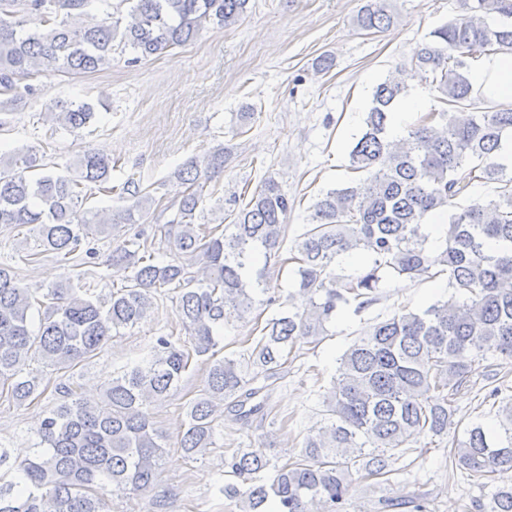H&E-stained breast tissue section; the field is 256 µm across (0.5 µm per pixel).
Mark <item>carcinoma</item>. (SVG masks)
<instances>
[{
    "mask_svg": "<svg viewBox=\"0 0 512 512\" xmlns=\"http://www.w3.org/2000/svg\"><path fill=\"white\" fill-rule=\"evenodd\" d=\"M93 0H0V90L5 93L52 73L81 74L112 65L113 47L137 64L194 40L210 25L230 27L249 0H124L125 19L91 14ZM463 14L430 33L413 68L432 74L439 101L460 111L426 112L407 136L388 140L391 107L403 98V77L378 83L364 128L350 151L357 183L319 195L311 223L294 245L300 304L266 321L247 352L217 357L220 332L230 318L251 312L271 260L286 239L292 203L279 181L263 178L224 230L203 222L200 182L224 169V147L195 157L173 172L185 190L160 235L138 233L112 249V265L131 270L128 285L102 299L92 272L65 277L44 292L23 285L0 265V395L15 403L42 394V371L72 369L98 354L112 332L139 324L156 293H176L190 347L161 335L147 353L126 364L96 400L73 383L59 387L62 402L39 421V442L21 461L0 448V512H110L108 486L147 491L166 453L165 436L150 406L181 382L195 357H207L202 393L187 407L179 447L196 460L215 447L222 410L245 423L265 416L261 378L275 377L294 348L316 346L336 312L360 311L376 299L385 275L415 278L447 273L461 302L438 301L404 309L375 324L339 359L338 375L324 396L323 420L309 429L295 460L277 465L261 449H235L224 468L239 479L222 492L240 512H344L353 472L387 473L390 460L420 436L448 432L450 396L465 385L476 363L497 356L512 362V177L497 162L512 140V104L474 96L468 79L485 52H512V0H461ZM39 20L24 29L16 17ZM492 15L503 19L488 23ZM396 15L383 0H367L357 25L382 32ZM48 119L71 132L96 118L81 101L47 108ZM112 161L85 152L66 171L39 163L30 149L0 153V224L30 227L38 245L63 260L96 258L91 239L110 224H134L155 203L139 180L123 186L132 204L121 211L83 209V189L109 191ZM500 184L485 205L449 216L444 242L435 246L425 219L444 211L475 181ZM175 258L167 259V253ZM357 252L370 259L351 277L336 275L339 258ZM264 265L256 267L257 256ZM41 312L29 328L32 309ZM499 429L472 423L456 440L452 464L492 487L477 512H512V399L499 406ZM273 471L269 481L258 474Z\"/></svg>",
    "mask_w": 512,
    "mask_h": 512,
    "instance_id": "carcinoma-1",
    "label": "carcinoma"
}]
</instances>
